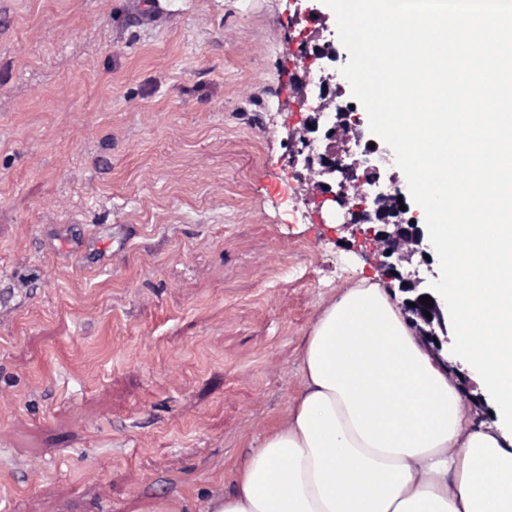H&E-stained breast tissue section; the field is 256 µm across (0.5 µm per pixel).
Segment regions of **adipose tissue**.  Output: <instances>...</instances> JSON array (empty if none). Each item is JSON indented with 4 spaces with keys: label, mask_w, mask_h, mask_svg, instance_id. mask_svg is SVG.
I'll use <instances>...</instances> for the list:
<instances>
[{
    "label": "adipose tissue",
    "mask_w": 512,
    "mask_h": 512,
    "mask_svg": "<svg viewBox=\"0 0 512 512\" xmlns=\"http://www.w3.org/2000/svg\"><path fill=\"white\" fill-rule=\"evenodd\" d=\"M300 372L207 512H512V441L477 422L380 284L327 302Z\"/></svg>",
    "instance_id": "obj_1"
}]
</instances>
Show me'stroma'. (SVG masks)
I'll list each match as a JSON object with an SVG mask.
<instances>
[{
    "mask_svg": "<svg viewBox=\"0 0 512 512\" xmlns=\"http://www.w3.org/2000/svg\"><path fill=\"white\" fill-rule=\"evenodd\" d=\"M0 0V512H205L377 248L295 180L307 0Z\"/></svg>",
    "mask_w": 512,
    "mask_h": 512,
    "instance_id": "stroma-1",
    "label": "stroma"
}]
</instances>
